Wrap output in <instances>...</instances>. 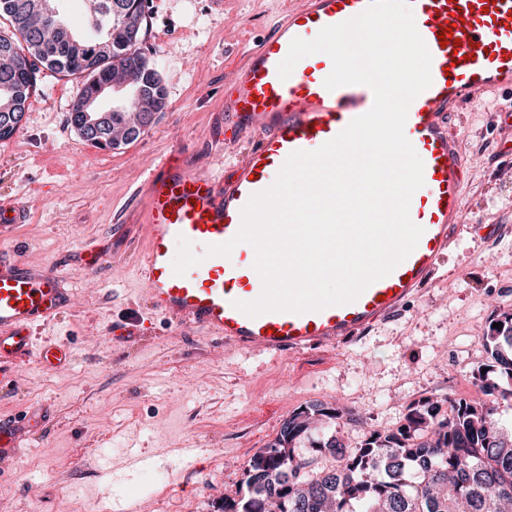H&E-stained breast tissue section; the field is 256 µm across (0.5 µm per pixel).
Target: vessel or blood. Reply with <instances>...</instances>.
Segmentation results:
<instances>
[{
  "label": "vessel or blood",
  "instance_id": "b4317fda",
  "mask_svg": "<svg viewBox=\"0 0 512 512\" xmlns=\"http://www.w3.org/2000/svg\"><path fill=\"white\" fill-rule=\"evenodd\" d=\"M370 0H302L252 49L224 99V117L252 139L232 178L197 173L193 155L178 151L158 159L134 197L137 223L147 229L137 264L152 309L181 329L203 332L248 352L277 356L337 347L394 315L440 266L451 235L461 224L467 157L450 118L477 96L512 93V0H410L416 27L431 54V85L410 104L404 133L423 161L424 184L413 194L410 218L422 227L416 248L354 302L302 314L266 312L249 317L236 302L263 290L253 268L254 248L234 246L230 255H208L212 244L232 241L250 197L270 187L290 153L313 151L336 137L374 102L368 86L328 90L331 58H302L288 79L279 63L294 38L311 40L326 26L363 12ZM451 29L458 47H441ZM22 204L0 206V237L26 221ZM63 270L27 263L19 251H0V388L20 369L66 365L62 344L35 345L34 326L54 321L72 302ZM49 420L46 408L25 418L0 416V480L34 431Z\"/></svg>",
  "mask_w": 512,
  "mask_h": 512
}]
</instances>
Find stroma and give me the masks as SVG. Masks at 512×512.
<instances>
[{"label":"stroma","mask_w":512,"mask_h":512,"mask_svg":"<svg viewBox=\"0 0 512 512\" xmlns=\"http://www.w3.org/2000/svg\"><path fill=\"white\" fill-rule=\"evenodd\" d=\"M301 0H151L141 49L165 77L167 105L135 143L101 150L66 117L80 85L45 71L21 129L0 143V205L28 220L4 245L32 264L65 267L75 298L37 341L67 345L69 366L23 368L0 390V415L46 406L51 419L0 482V512H221L252 455L283 419L314 402L363 415L339 422L353 448L390 430L423 397L482 400L461 344L491 314L512 310V175L489 157L512 133L508 94H484L453 122L469 162L463 225L442 265L396 315L335 349L272 357L212 342L152 312L136 267L144 231L132 192L156 159L179 148L201 172L243 159L248 140L224 128V95L246 53ZM106 256L95 273L83 270ZM142 335L112 336L130 313Z\"/></svg>","instance_id":"1"}]
</instances>
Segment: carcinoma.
Wrapping results in <instances>:
<instances>
[{
    "label": "carcinoma",
    "mask_w": 512,
    "mask_h": 512,
    "mask_svg": "<svg viewBox=\"0 0 512 512\" xmlns=\"http://www.w3.org/2000/svg\"><path fill=\"white\" fill-rule=\"evenodd\" d=\"M58 0H0V142L20 129L40 74L81 79L67 113L80 140L121 150L154 123L166 106L161 69L141 51L150 0H81L83 36L56 8ZM115 81L134 111L103 104L102 84ZM92 101L97 111L81 107ZM103 117L99 137H83L86 116ZM502 323L495 328L493 324ZM488 371L472 374L480 402L428 397L409 407L393 430L369 431L347 452L333 426L363 423L352 412L322 403L288 414L276 437L249 461L242 486L224 499V512H512V434L496 415L512 409V311L495 313L483 337ZM309 442L337 465L324 469L302 453Z\"/></svg>",
    "instance_id": "cac0c4a2"
}]
</instances>
